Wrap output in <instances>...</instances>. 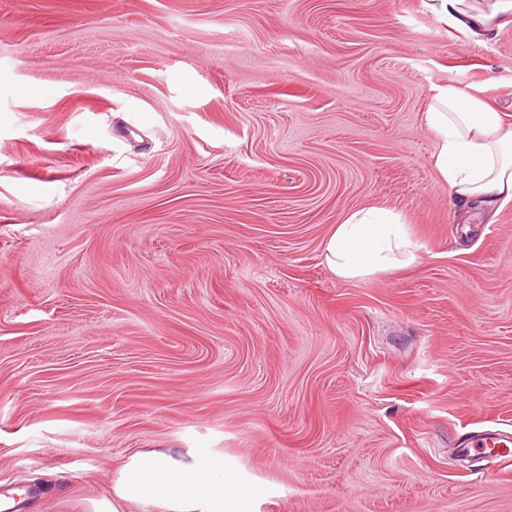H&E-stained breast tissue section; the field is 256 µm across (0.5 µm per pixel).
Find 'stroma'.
I'll list each match as a JSON object with an SVG mask.
<instances>
[{"mask_svg": "<svg viewBox=\"0 0 512 512\" xmlns=\"http://www.w3.org/2000/svg\"><path fill=\"white\" fill-rule=\"evenodd\" d=\"M512 118V19L423 0H0V493L89 512L135 453H223L255 512H512V203L463 212L432 86ZM402 213L415 265L327 270ZM431 14L446 25L474 37L495 34L506 15L512 14L511 0H424ZM420 246L411 238L403 216L393 210H353L336 224L323 244V259L337 279H371L412 266ZM512 435L498 430H485L460 448L463 454L470 453L471 448L480 450L490 463L507 464L512 462Z\"/></svg>", "mask_w": 512, "mask_h": 512, "instance_id": "1", "label": "stroma"}]
</instances>
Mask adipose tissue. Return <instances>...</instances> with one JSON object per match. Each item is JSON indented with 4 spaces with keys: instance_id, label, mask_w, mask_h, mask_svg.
Listing matches in <instances>:
<instances>
[{
    "instance_id": "obj_1",
    "label": "adipose tissue",
    "mask_w": 512,
    "mask_h": 512,
    "mask_svg": "<svg viewBox=\"0 0 512 512\" xmlns=\"http://www.w3.org/2000/svg\"><path fill=\"white\" fill-rule=\"evenodd\" d=\"M425 5L439 21L474 37L495 34L512 14V0H425ZM422 124L435 139L432 164L454 203L491 209L512 201V123L502 112L456 85H437ZM419 250L400 213L367 207L333 227L322 253L330 273L350 281L412 266ZM142 500L159 512H250L223 454L195 448L132 456L111 497L93 500L91 510L121 512L124 503Z\"/></svg>"
}]
</instances>
